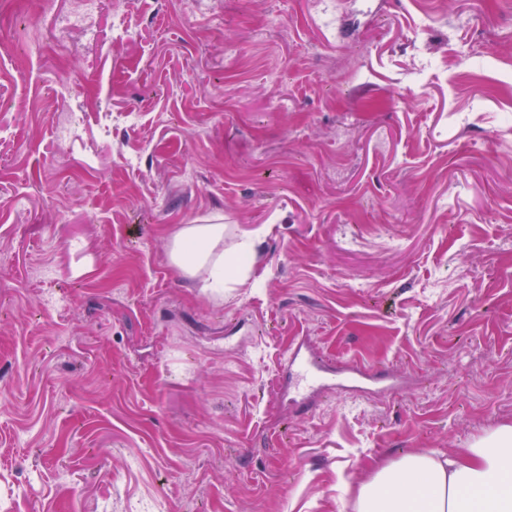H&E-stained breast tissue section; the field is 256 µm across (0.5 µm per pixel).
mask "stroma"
Listing matches in <instances>:
<instances>
[{"mask_svg": "<svg viewBox=\"0 0 512 512\" xmlns=\"http://www.w3.org/2000/svg\"><path fill=\"white\" fill-rule=\"evenodd\" d=\"M190 2L101 0L96 43L35 53L52 19L0 0L11 512H338L512 421V0ZM216 214L261 241L219 300L168 256ZM302 340L391 388L292 408Z\"/></svg>", "mask_w": 512, "mask_h": 512, "instance_id": "35a3bbf8", "label": "stroma"}]
</instances>
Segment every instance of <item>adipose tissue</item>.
<instances>
[{"instance_id": "1", "label": "adipose tissue", "mask_w": 512, "mask_h": 512, "mask_svg": "<svg viewBox=\"0 0 512 512\" xmlns=\"http://www.w3.org/2000/svg\"><path fill=\"white\" fill-rule=\"evenodd\" d=\"M256 258L257 238L246 234L227 266L220 224H184L170 238L171 264L205 290L245 277ZM346 491L348 512H512V423L453 452L421 450L380 464Z\"/></svg>"}]
</instances>
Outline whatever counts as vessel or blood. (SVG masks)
Segmentation results:
<instances>
[{
	"label": "vessel or blood",
	"mask_w": 512,
	"mask_h": 512,
	"mask_svg": "<svg viewBox=\"0 0 512 512\" xmlns=\"http://www.w3.org/2000/svg\"><path fill=\"white\" fill-rule=\"evenodd\" d=\"M281 381L290 401L304 409L320 393L348 389L362 392L367 385L378 384L380 377L355 362L343 367L324 363L300 342L283 357Z\"/></svg>",
	"instance_id": "1"
}]
</instances>
